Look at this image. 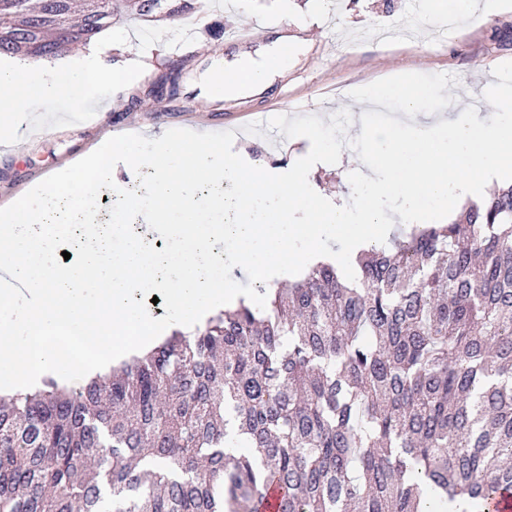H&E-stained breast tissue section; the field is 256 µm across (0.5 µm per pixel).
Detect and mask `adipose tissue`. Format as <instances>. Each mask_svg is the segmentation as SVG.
<instances>
[{
    "label": "adipose tissue",
    "instance_id": "1",
    "mask_svg": "<svg viewBox=\"0 0 512 512\" xmlns=\"http://www.w3.org/2000/svg\"><path fill=\"white\" fill-rule=\"evenodd\" d=\"M308 26L303 20L296 24L297 34L278 31L260 54L242 51L232 62H216L207 81L211 99L265 90L287 71L289 61L303 45L299 33ZM128 39L126 30L113 31L111 39L90 43L58 67H43L40 60L29 57L0 56V149L17 152L32 136L56 124L59 117L53 105L60 98H75L83 112L111 109L105 88L133 83L144 67L138 58L121 65L104 64L106 52Z\"/></svg>",
    "mask_w": 512,
    "mask_h": 512
}]
</instances>
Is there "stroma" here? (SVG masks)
Returning a JSON list of instances; mask_svg holds the SVG:
<instances>
[{"label": "stroma", "mask_w": 512, "mask_h": 512, "mask_svg": "<svg viewBox=\"0 0 512 512\" xmlns=\"http://www.w3.org/2000/svg\"><path fill=\"white\" fill-rule=\"evenodd\" d=\"M209 13L205 25L195 15L167 21L162 37L153 23L124 16L127 31L140 33L132 49L142 52L149 70L133 86L107 89L113 108L99 124L64 123L47 129L22 148L21 158L0 156V203L28 184L66 168L100 141L107 131L145 128L161 134L186 126L218 131L244 126L249 113L273 117L286 112L336 113L351 106V90L386 77L418 72L450 74L472 89L476 110L490 112L483 98L495 83L493 68L512 61V0L492 19L479 17L443 36L422 20L415 0H233L232 12L219 11L217 0H200ZM313 19L305 50L284 77L263 93L209 101L202 80L214 61L240 50L257 51L273 38L276 26ZM177 95H169L171 84ZM258 163L285 167L293 159L288 139L278 132L246 141Z\"/></svg>", "instance_id": "obj_1"}]
</instances>
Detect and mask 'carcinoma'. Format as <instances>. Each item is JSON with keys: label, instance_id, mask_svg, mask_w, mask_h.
Returning a JSON list of instances; mask_svg holds the SVG:
<instances>
[{"label": "carcinoma", "instance_id": "1", "mask_svg": "<svg viewBox=\"0 0 512 512\" xmlns=\"http://www.w3.org/2000/svg\"><path fill=\"white\" fill-rule=\"evenodd\" d=\"M192 10L0 0V55ZM357 266L318 264L79 389L0 397V512H258L271 488L277 512H481L512 488V184Z\"/></svg>", "mask_w": 512, "mask_h": 512}]
</instances>
